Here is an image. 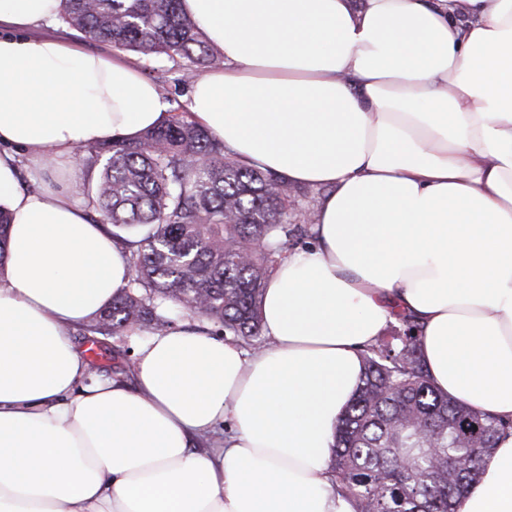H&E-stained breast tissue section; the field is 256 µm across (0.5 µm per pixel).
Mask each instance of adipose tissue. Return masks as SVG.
Returning a JSON list of instances; mask_svg holds the SVG:
<instances>
[{"mask_svg": "<svg viewBox=\"0 0 512 512\" xmlns=\"http://www.w3.org/2000/svg\"><path fill=\"white\" fill-rule=\"evenodd\" d=\"M219 62L195 120L245 167L325 188L310 248L269 273L268 345L151 334L134 383L71 333L131 279L65 186L80 149L167 117L140 58L33 29L62 0H0V512H354L331 469L361 351L393 311L432 384L512 419V0H181ZM456 512H512V435Z\"/></svg>", "mask_w": 512, "mask_h": 512, "instance_id": "1", "label": "adipose tissue"}]
</instances>
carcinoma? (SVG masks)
Returning a JSON list of instances; mask_svg holds the SVG:
<instances>
[{
    "label": "carcinoma",
    "instance_id": "cac0c4a2",
    "mask_svg": "<svg viewBox=\"0 0 512 512\" xmlns=\"http://www.w3.org/2000/svg\"><path fill=\"white\" fill-rule=\"evenodd\" d=\"M62 23L99 42L165 57L191 72L217 56L180 0H63ZM100 165L86 197L130 252L129 289L94 323L92 336L168 329L183 311L254 349L266 345L260 310L270 267L288 244L313 237L297 221L293 188L244 168L188 111L138 139L80 150ZM391 333L361 351L364 372L336 430L332 472L355 512H454L479 482L505 422L435 388L420 326L394 314Z\"/></svg>",
    "mask_w": 512,
    "mask_h": 512
}]
</instances>
